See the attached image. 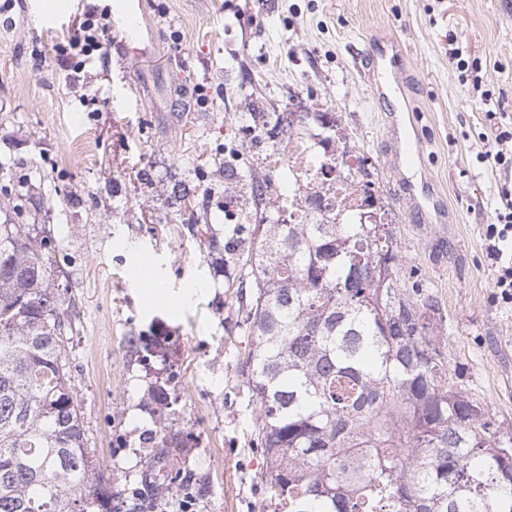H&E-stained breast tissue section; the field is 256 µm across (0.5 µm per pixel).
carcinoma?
Masks as SVG:
<instances>
[{"label": "carcinoma", "mask_w": 512, "mask_h": 512, "mask_svg": "<svg viewBox=\"0 0 512 512\" xmlns=\"http://www.w3.org/2000/svg\"><path fill=\"white\" fill-rule=\"evenodd\" d=\"M315 135L349 141L318 112ZM332 224L254 220L239 375L260 413L272 512H512V437L457 388L417 270L399 275L396 227L374 197ZM47 227L0 224V512H120L86 447L66 368L72 318L48 282ZM163 454L140 497L181 485Z\"/></svg>", "instance_id": "carcinoma-1"}]
</instances>
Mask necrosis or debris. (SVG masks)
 Here are the masks:
<instances>
[{
  "label": "necrosis or debris",
  "mask_w": 512,
  "mask_h": 512,
  "mask_svg": "<svg viewBox=\"0 0 512 512\" xmlns=\"http://www.w3.org/2000/svg\"><path fill=\"white\" fill-rule=\"evenodd\" d=\"M291 119L282 111L246 124L242 150L228 157L236 167L267 157L271 169L262 201L266 215L277 221L319 224L335 218L337 204L359 208V196L350 193L349 182L338 175L335 143L311 145L305 131L296 128L284 150L274 149L275 131Z\"/></svg>",
  "instance_id": "obj_1"
}]
</instances>
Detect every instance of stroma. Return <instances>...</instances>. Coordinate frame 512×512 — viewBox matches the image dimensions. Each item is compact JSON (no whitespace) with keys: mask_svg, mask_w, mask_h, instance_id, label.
<instances>
[{"mask_svg":"<svg viewBox=\"0 0 512 512\" xmlns=\"http://www.w3.org/2000/svg\"><path fill=\"white\" fill-rule=\"evenodd\" d=\"M52 2L0 11V224L54 231L49 287L76 304L67 370L87 446L113 488H139L162 417L167 465L190 481L143 512H269L258 408L238 373L248 349L236 325L241 269L189 228L212 225L237 254L256 249L246 229L225 223L224 200L264 175L228 169L224 152L246 116L291 91L317 94L376 168L403 263L439 309L449 372L512 436V308L496 299L483 237L504 176L479 161L477 137L488 113L512 117V0H142L139 59L120 61L116 29L106 57L77 71L57 58L83 0L46 26L40 9ZM452 37L490 100L450 63ZM386 40L407 52L424 168L453 223H423L397 191L387 113L357 60ZM132 336L158 344L152 364ZM167 383L176 400L164 407L150 389Z\"/></svg>","mask_w":512,"mask_h":512,"instance_id":"35a3bbf8","label":"stroma"}]
</instances>
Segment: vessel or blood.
I'll return each instance as SVG.
<instances>
[{"label": "vessel or blood", "instance_id": "vessel-or-blood-1", "mask_svg": "<svg viewBox=\"0 0 512 512\" xmlns=\"http://www.w3.org/2000/svg\"><path fill=\"white\" fill-rule=\"evenodd\" d=\"M141 0H112V19L120 24L126 39H136V13ZM404 53L399 45L376 50L372 56L370 78L378 98L391 102L387 155L391 165L401 175V189L407 201L426 221H442L446 216L439 199L434 195L421 170L422 141L416 123L406 121L403 82Z\"/></svg>", "mask_w": 512, "mask_h": 512}]
</instances>
